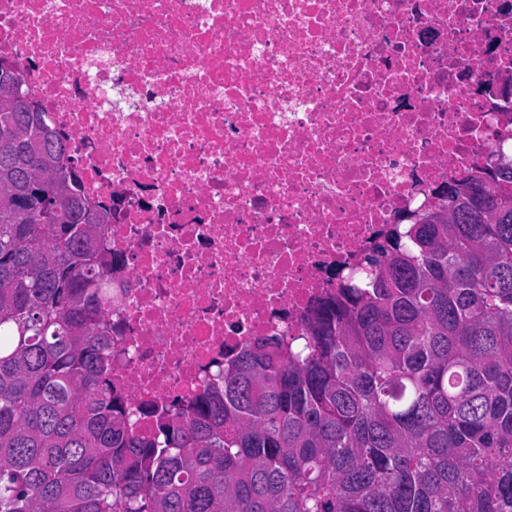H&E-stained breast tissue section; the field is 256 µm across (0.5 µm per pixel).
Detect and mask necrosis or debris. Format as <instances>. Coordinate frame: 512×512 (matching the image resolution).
<instances>
[{"instance_id":"1","label":"necrosis or debris","mask_w":512,"mask_h":512,"mask_svg":"<svg viewBox=\"0 0 512 512\" xmlns=\"http://www.w3.org/2000/svg\"><path fill=\"white\" fill-rule=\"evenodd\" d=\"M1 60L112 210L110 378L148 435L512 151V0H0Z\"/></svg>"}]
</instances>
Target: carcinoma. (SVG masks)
Segmentation results:
<instances>
[{
  "mask_svg": "<svg viewBox=\"0 0 512 512\" xmlns=\"http://www.w3.org/2000/svg\"><path fill=\"white\" fill-rule=\"evenodd\" d=\"M25 108L0 107V512H512V176L146 438L108 380L111 210Z\"/></svg>",
  "mask_w": 512,
  "mask_h": 512,
  "instance_id": "1",
  "label": "carcinoma"
}]
</instances>
